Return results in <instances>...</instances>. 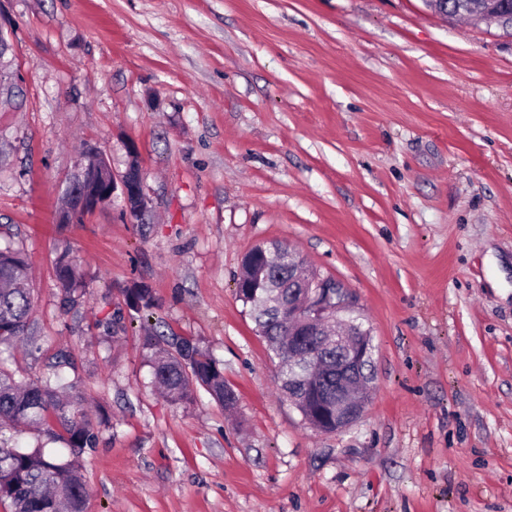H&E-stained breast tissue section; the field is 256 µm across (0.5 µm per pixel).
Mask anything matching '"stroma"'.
Wrapping results in <instances>:
<instances>
[{
    "label": "stroma",
    "mask_w": 512,
    "mask_h": 512,
    "mask_svg": "<svg viewBox=\"0 0 512 512\" xmlns=\"http://www.w3.org/2000/svg\"><path fill=\"white\" fill-rule=\"evenodd\" d=\"M25 99L0 112V236L31 265L35 353L90 414L85 512H512V36L423 0H0ZM137 158L147 224L57 222L83 144ZM89 283L64 312L53 259ZM280 242L353 298L371 399L313 431L235 288ZM157 305L130 318L123 291ZM117 316L113 329L101 319ZM192 339L238 396L152 385L146 328Z\"/></svg>",
    "instance_id": "35a3bbf8"
}]
</instances>
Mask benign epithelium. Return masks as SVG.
I'll return each mask as SVG.
<instances>
[{
    "label": "benign epithelium",
    "instance_id": "obj_1",
    "mask_svg": "<svg viewBox=\"0 0 512 512\" xmlns=\"http://www.w3.org/2000/svg\"><path fill=\"white\" fill-rule=\"evenodd\" d=\"M434 13L448 18L466 16L475 22L490 20L504 30H512V15L490 0L486 6L470 11L455 8L444 0H425ZM69 213L77 217L96 209L107 201L119 200L122 210H147L149 202L143 188V174L137 166H128L112 177L111 186L98 188L91 184L83 190L69 189ZM294 282L301 292L288 304V366L302 363L303 380L312 383L314 376L325 370L317 352L308 349L306 336L318 338L322 347L336 348V366L330 368L333 384L317 387V397L293 396L290 402L310 407L306 422L321 432H341L362 418L370 399L369 362L372 354L368 330L351 320L345 328L331 335V321L350 312L348 294L339 286L318 275L295 274Z\"/></svg>",
    "mask_w": 512,
    "mask_h": 512
}]
</instances>
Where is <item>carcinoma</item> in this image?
Segmentation results:
<instances>
[{
  "mask_svg": "<svg viewBox=\"0 0 512 512\" xmlns=\"http://www.w3.org/2000/svg\"><path fill=\"white\" fill-rule=\"evenodd\" d=\"M288 246H257L244 259V272L236 283L238 298L249 307L258 333L274 356L282 361L280 389L288 394V319L280 305L264 300L270 280L288 283L293 261ZM30 264L23 251L8 242L0 246V429L34 427L62 441L65 459L45 455L40 447H12L0 440V501L13 512H84L86 484L80 458L96 446L98 433L81 412L83 393L76 390L57 362L36 380L18 381L7 362L20 346L30 349L37 333L29 287ZM55 273L64 307L77 306L86 293L84 274L69 246L57 252ZM129 310L152 313L156 306L148 285L135 283L125 290ZM142 348L152 367L153 383L174 404H189L197 388L204 389L223 408L236 404L235 392L224 382V371L211 353L182 338L169 342L148 329Z\"/></svg>",
  "mask_w": 512,
  "mask_h": 512,
  "instance_id": "carcinoma-1",
  "label": "carcinoma"
}]
</instances>
